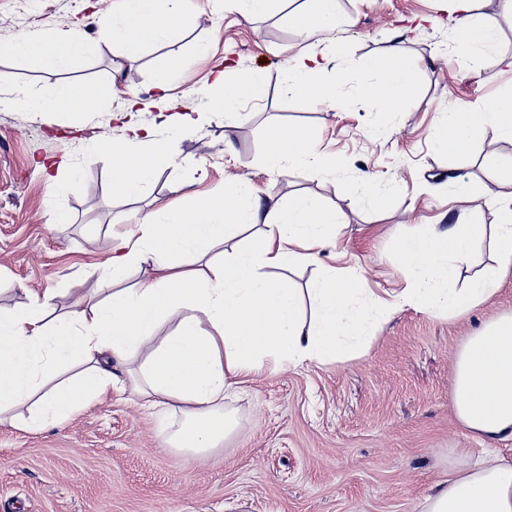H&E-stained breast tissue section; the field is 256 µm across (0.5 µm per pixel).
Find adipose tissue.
<instances>
[{
	"label": "adipose tissue",
	"instance_id": "1",
	"mask_svg": "<svg viewBox=\"0 0 512 512\" xmlns=\"http://www.w3.org/2000/svg\"><path fill=\"white\" fill-rule=\"evenodd\" d=\"M467 18L457 33L461 59L475 61L495 38L490 26L472 18L478 0H458ZM294 21L309 39L333 31L341 19L337 0H307ZM188 0H114L100 23L113 49L131 54L141 46L172 39L186 20ZM95 44L75 32H23L0 53L25 58L40 68L66 70L92 54ZM323 64L302 56L288 65L287 94L306 101L340 103L343 75L328 78ZM362 92L382 112H398L416 94V78L397 49L367 64ZM260 72L233 79L216 76L211 109L232 114L245 101L266 96ZM105 97L102 88L57 84L40 97L18 95L34 112H90ZM512 137V94L473 112L449 106L447 126L435 139L439 151L467 154L488 127ZM113 156L112 187L135 195L150 182L157 166L178 158L171 141H157L144 127H131L121 139L105 143ZM266 161L331 170L333 157L318 149L309 129L281 127L268 137ZM336 214L309 197L265 206L250 182L240 181L223 195L196 198L186 209L148 213L124 238L99 279L100 300L75 299L67 311L48 319L51 292L29 304L0 311V414L28 407L26 421L36 430L67 419L85 403L115 389L132 388L152 405L187 417L176 445L215 447L229 427L224 397L251 373L260 359L278 368L321 365L348 356L374 328L376 313L408 304L436 314H465L498 292L495 276L468 287L456 285L460 264L483 238L480 224L421 225L400 251L408 286L385 300L370 297L362 282L324 272L306 294L285 280L266 276L269 267L316 261V248L335 235ZM263 225L260 241L226 253L207 275L177 272L182 259H202L245 225ZM148 266L138 287L115 288L130 266ZM313 306L305 317L304 303ZM185 311L166 336L157 330L169 312ZM454 416L468 430L490 440L512 438V316L487 323L468 338L453 361ZM426 512H512V461L486 449L474 467L449 477L427 499Z\"/></svg>",
	"mask_w": 512,
	"mask_h": 512
}]
</instances>
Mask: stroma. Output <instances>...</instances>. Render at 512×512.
<instances>
[{"label": "stroma", "mask_w": 512, "mask_h": 512, "mask_svg": "<svg viewBox=\"0 0 512 512\" xmlns=\"http://www.w3.org/2000/svg\"><path fill=\"white\" fill-rule=\"evenodd\" d=\"M192 14L174 38L133 55L113 52L98 24L104 0H0V44L28 30L79 31L95 52L70 71L38 69L0 56V308L53 289L51 316L91 294L119 235L147 213L223 193L241 180L269 202L308 196L335 211V243L313 264L271 268L296 288L327 267L365 279L376 296L406 285L400 243L422 224L494 227L497 201L512 196L491 159L512 156V140L488 129L465 157L433 142L449 105L474 111L512 91V0H481L478 13L494 44L462 69L455 51L462 17L454 0H339L343 23L321 41L305 39L293 16L302 0H282L247 18L233 0H190ZM399 47L414 70L417 97L404 112L372 109L360 95L363 63ZM313 54L327 75L343 70L340 106L307 104L284 91L287 61ZM180 57L177 79L157 90L153 75ZM260 71L267 95L246 102L234 125L210 111L218 71ZM60 82L103 86L102 111L33 112L13 104L16 89L46 94ZM134 111H127L128 102ZM202 111L174 127L175 114ZM175 139L180 158L162 164L143 192L112 191V159L97 144L127 127ZM278 125L309 127L336 167L317 171L265 166L267 135ZM391 189L374 209L366 186ZM67 224L53 223L56 212ZM494 273L500 289L463 316L405 305L380 314L373 338L348 358L274 375L261 360L225 399L231 427L219 447L190 455L173 441L185 423L131 392L112 391L65 423L26 428L27 409L0 423V512H423L449 472L467 469L491 440L454 417L453 356L490 319L512 315V266L501 268L489 243L461 265L458 287Z\"/></svg>", "instance_id": "1"}]
</instances>
